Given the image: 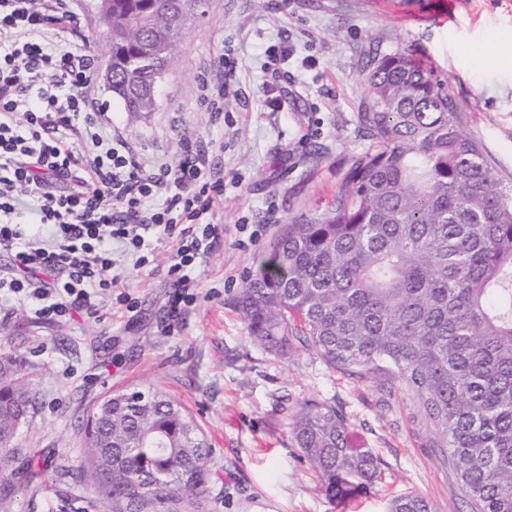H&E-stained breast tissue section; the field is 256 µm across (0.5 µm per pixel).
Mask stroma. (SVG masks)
I'll use <instances>...</instances> for the list:
<instances>
[{"instance_id": "35a3bbf8", "label": "stroma", "mask_w": 512, "mask_h": 512, "mask_svg": "<svg viewBox=\"0 0 512 512\" xmlns=\"http://www.w3.org/2000/svg\"><path fill=\"white\" fill-rule=\"evenodd\" d=\"M211 0L188 30L157 88V108L134 119L100 81L89 94L145 161L182 157L186 142L208 149L224 173L215 217L224 233L195 274V300L171 314L167 276L173 240L135 268L121 257V286L98 295L96 313L35 318L31 301L0 294V347L22 361L36 403L0 470V512H65L64 499L97 498L69 472L83 453L87 419L115 390L150 386L189 408L214 450L203 512H387L393 498L424 496L435 512H471L448 451L420 399L397 378L360 379L311 350L285 358L248 336L230 293L258 267L286 218L321 210L351 155L361 150L353 117L367 64L403 48L447 80L460 127L512 181V0ZM67 47L108 53L92 0H74ZM238 89L213 123L198 87L223 65ZM138 301L120 308L118 292ZM310 403L341 412L351 443L377 455L382 475L366 494L332 501L291 436ZM37 466L63 481L29 482Z\"/></svg>"}]
</instances>
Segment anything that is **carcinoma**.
<instances>
[{"label":"carcinoma","instance_id":"1","mask_svg":"<svg viewBox=\"0 0 512 512\" xmlns=\"http://www.w3.org/2000/svg\"><path fill=\"white\" fill-rule=\"evenodd\" d=\"M192 0H112V97L152 112L155 70L182 38ZM368 145L349 160L329 204L287 227L232 294L267 353L314 349L332 369L385 373L414 390L448 448L473 512H512V184L460 128L444 84L398 48L371 60L354 119ZM112 393L86 436L78 475L112 512L202 508L213 452L196 417L158 390ZM35 396L16 357L0 353V413ZM291 433L343 501L372 488L380 461L351 444L336 409L312 404ZM16 432L0 429V468ZM389 512H433L418 494Z\"/></svg>","mask_w":512,"mask_h":512}]
</instances>
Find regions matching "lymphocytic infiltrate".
<instances>
[{
  "label": "lymphocytic infiltrate",
  "mask_w": 512,
  "mask_h": 512,
  "mask_svg": "<svg viewBox=\"0 0 512 512\" xmlns=\"http://www.w3.org/2000/svg\"><path fill=\"white\" fill-rule=\"evenodd\" d=\"M76 30L72 0H0V250L13 262L0 290L36 300L40 318L90 311L119 284L113 244L142 268L170 238L179 310L224 232V176L203 148L147 165L108 133L88 96L94 56L62 44Z\"/></svg>",
  "instance_id": "obj_1"
}]
</instances>
